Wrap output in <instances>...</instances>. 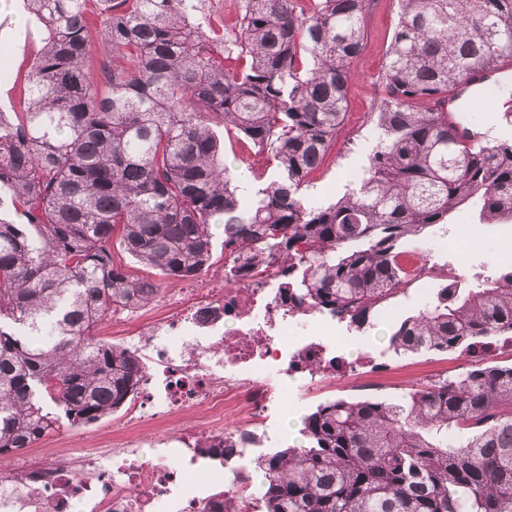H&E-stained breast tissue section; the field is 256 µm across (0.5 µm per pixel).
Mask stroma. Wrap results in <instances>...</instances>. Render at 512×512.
Returning <instances> with one entry per match:
<instances>
[{"mask_svg":"<svg viewBox=\"0 0 512 512\" xmlns=\"http://www.w3.org/2000/svg\"><path fill=\"white\" fill-rule=\"evenodd\" d=\"M399 0H371L365 20L366 38L361 54L351 66L348 84L346 119L338 132L323 164L310 175L309 199L318 203H331L355 187L350 171L361 170L366 164L375 141L373 113L385 93L382 71L385 52L398 20ZM16 8L13 0H0V61H8L10 73L0 80V107L9 112L22 111L25 98V75L41 45V30L35 21H26L22 29L7 25V17ZM462 106L473 108L472 128L486 140L493 141L504 132H512V97L494 98L492 111H484L485 100L479 93H468ZM224 162L237 172L239 179H249L251 172H262L269 165L266 154L258 152L246 139L236 136L224 140ZM471 208L462 207L450 214L447 223L425 231L423 240L430 249L432 262L439 268H453L459 282L478 284L487 275L501 267L504 256L512 252V223L479 225L475 231L482 238V246L474 252H453L448 241L461 219H473ZM442 283L432 280L420 282L393 297L391 317L372 315L363 330L337 323L335 333L341 336L340 354L357 364L360 378L369 382L366 391L357 390L349 382L347 370L336 374V384L323 393L311 396L304 392V378L295 374H274L268 379L272 390L273 407L262 427L257 428L258 442L248 448L242 457L224 466L225 477L241 473L252 478L253 496L263 492L256 478L258 457L288 446L300 445L299 431L289 430V415L306 416L320 404L339 398L364 400H392L404 395L422 383L437 376H454L466 367L464 358L455 353L394 354L388 348L390 330L394 323L417 314L434 300ZM111 419L94 424L74 426L60 422L43 437L40 448L57 457L77 448H90L112 444Z\"/></svg>","mask_w":512,"mask_h":512,"instance_id":"1","label":"stroma"}]
</instances>
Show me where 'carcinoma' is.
I'll return each instance as SVG.
<instances>
[{"label": "carcinoma", "instance_id": "obj_1", "mask_svg": "<svg viewBox=\"0 0 512 512\" xmlns=\"http://www.w3.org/2000/svg\"><path fill=\"white\" fill-rule=\"evenodd\" d=\"M23 0L42 46L28 105L0 112V455L31 448L65 418L112 415L145 370L90 336L109 312L144 306L167 278L279 261L291 310L362 328L408 287L402 242L471 205L512 221V139L493 143L436 108L448 91L512 59V0H400L386 49L379 141L335 202L303 193L343 123L369 0H245L238 31L192 18L194 0ZM238 65L225 66L228 56ZM244 136L274 173L242 203L216 128ZM512 270L435 302L391 330L396 354L457 352L470 368L397 401L338 399L302 420L306 444L256 459L259 512H512ZM257 435L224 439V459Z\"/></svg>", "mask_w": 512, "mask_h": 512}]
</instances>
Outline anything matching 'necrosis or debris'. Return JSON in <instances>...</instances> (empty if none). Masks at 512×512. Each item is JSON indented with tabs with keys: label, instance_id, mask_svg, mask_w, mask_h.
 Listing matches in <instances>:
<instances>
[{
	"label": "necrosis or debris",
	"instance_id": "1",
	"mask_svg": "<svg viewBox=\"0 0 512 512\" xmlns=\"http://www.w3.org/2000/svg\"><path fill=\"white\" fill-rule=\"evenodd\" d=\"M157 320L140 324L139 308L117 315L135 350L150 365L136 397L112 430L119 448H84L76 457L19 462L18 480L0 484V512H237L247 500L242 483H225L224 416L242 414L255 425L271 402L267 379L298 373L303 359L324 358L317 343H300L297 323L279 299L277 279L255 269L223 287L197 282L169 295ZM205 406L192 432L159 435L151 456L139 435L163 415Z\"/></svg>",
	"mask_w": 512,
	"mask_h": 512
}]
</instances>
